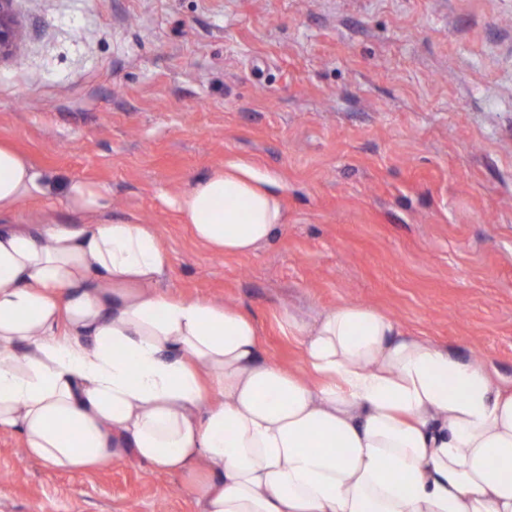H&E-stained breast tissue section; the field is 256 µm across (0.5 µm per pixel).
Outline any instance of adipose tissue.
Returning <instances> with one entry per match:
<instances>
[{
    "label": "adipose tissue",
    "mask_w": 512,
    "mask_h": 512,
    "mask_svg": "<svg viewBox=\"0 0 512 512\" xmlns=\"http://www.w3.org/2000/svg\"><path fill=\"white\" fill-rule=\"evenodd\" d=\"M56 193L71 222L9 223ZM174 204L224 255L286 221L276 177L240 161ZM109 208L101 186L51 181L0 143V431L29 456L202 465V512H512V392L487 369L349 302L284 316L304 370L272 364L250 314L160 294L156 231Z\"/></svg>",
    "instance_id": "adipose-tissue-1"
}]
</instances>
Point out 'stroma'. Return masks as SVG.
Instances as JSON below:
<instances>
[{"instance_id":"obj_1","label":"stroma","mask_w":512,"mask_h":512,"mask_svg":"<svg viewBox=\"0 0 512 512\" xmlns=\"http://www.w3.org/2000/svg\"><path fill=\"white\" fill-rule=\"evenodd\" d=\"M0 142L106 187L152 225L160 292L251 314L301 368L284 315L343 302L512 390V0H17ZM278 175L287 214L211 253L173 202L227 160ZM192 475L126 453L60 471L0 432V512H201Z\"/></svg>"}]
</instances>
